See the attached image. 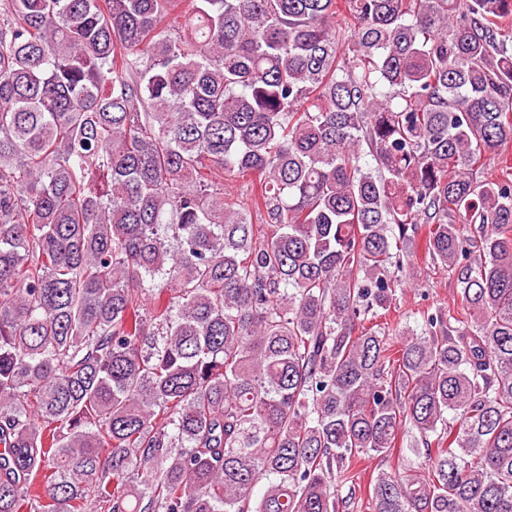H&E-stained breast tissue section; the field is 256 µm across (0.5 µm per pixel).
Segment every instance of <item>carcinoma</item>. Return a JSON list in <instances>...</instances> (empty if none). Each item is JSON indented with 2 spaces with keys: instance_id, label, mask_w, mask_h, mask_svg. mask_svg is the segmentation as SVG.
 Masks as SVG:
<instances>
[{
  "instance_id": "obj_1",
  "label": "carcinoma",
  "mask_w": 512,
  "mask_h": 512,
  "mask_svg": "<svg viewBox=\"0 0 512 512\" xmlns=\"http://www.w3.org/2000/svg\"><path fill=\"white\" fill-rule=\"evenodd\" d=\"M511 19L0 0V512H512ZM422 253L419 251V267L421 268V278L417 286L397 289V308L387 317L392 324L393 334H395L396 323L401 322L412 328H417L421 323L420 312L430 310L434 311L439 307H447L451 303L456 291V282L453 277H449L437 266L431 265L429 261H424Z\"/></svg>"
}]
</instances>
